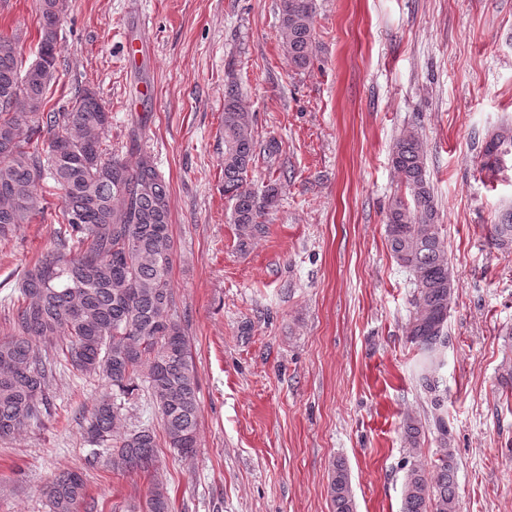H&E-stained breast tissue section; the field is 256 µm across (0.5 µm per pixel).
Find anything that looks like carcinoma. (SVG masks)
<instances>
[{
  "label": "carcinoma",
  "instance_id": "cac0c4a2",
  "mask_svg": "<svg viewBox=\"0 0 512 512\" xmlns=\"http://www.w3.org/2000/svg\"><path fill=\"white\" fill-rule=\"evenodd\" d=\"M64 8V0H39L37 59L25 70L14 38L0 35V238L31 222L44 188L61 192L62 200L59 243L25 273L12 305L13 335L0 340V440L42 419L60 364L104 378L124 394L132 393L134 377L146 367L165 442L189 457L197 443L199 385L184 329L171 313L169 189L152 156L144 154L130 167L112 153V115L94 89L80 87L67 106L47 109ZM314 9V0L279 3L282 47L297 70L311 63ZM223 131L224 196L233 202L230 222L244 247L267 233L263 216L276 203L279 186L270 183L259 195L248 185L257 148L234 80L224 91ZM509 155L512 127L506 126L487 142L483 168L494 174ZM391 162L404 192L389 203L387 240L397 265L412 277L415 312L406 336L421 355V387L442 448L432 470H407L402 512H459L456 459L443 415L448 389L436 376L448 345L455 286L417 133L397 139ZM491 238L497 248L512 249V209L499 216ZM47 265L55 267V277L42 275ZM49 336L68 342L54 354L43 353L37 341ZM121 420V408L104 396L83 429L112 448V468L149 469L157 435L145 427L118 434ZM46 495L50 512H79L86 498L82 475L59 473ZM328 495L334 512H355L349 476L339 463L332 465ZM140 512H169L166 488L153 486Z\"/></svg>",
  "mask_w": 512,
  "mask_h": 512
}]
</instances>
